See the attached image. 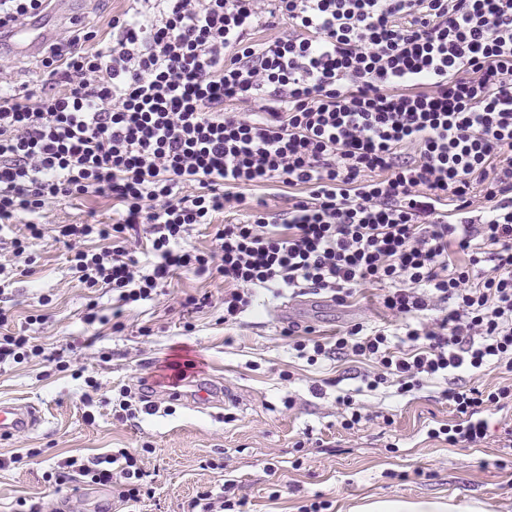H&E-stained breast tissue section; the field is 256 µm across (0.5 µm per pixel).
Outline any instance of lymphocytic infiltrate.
Listing matches in <instances>:
<instances>
[{
  "label": "lymphocytic infiltrate",
  "instance_id": "lymphocytic-infiltrate-1",
  "mask_svg": "<svg viewBox=\"0 0 512 512\" xmlns=\"http://www.w3.org/2000/svg\"><path fill=\"white\" fill-rule=\"evenodd\" d=\"M39 69L36 85L0 80V223L31 217L17 253L54 233L122 307L174 271L216 274L228 322L258 288L343 304L381 284L399 331L356 323L332 348L375 365L368 388L512 371V0H132L106 34L46 45ZM271 183L305 190L278 224L244 195ZM88 193L111 198L114 223L34 222ZM224 211L244 217L215 223ZM144 224L147 270L126 247ZM195 224L212 226L211 250L186 246ZM445 300L439 322L414 325ZM443 396L474 442L512 388ZM75 473L126 503L153 493L125 448L71 457L47 481Z\"/></svg>",
  "mask_w": 512,
  "mask_h": 512
}]
</instances>
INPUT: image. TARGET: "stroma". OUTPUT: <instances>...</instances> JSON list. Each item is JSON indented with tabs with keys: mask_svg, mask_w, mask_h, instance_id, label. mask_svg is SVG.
<instances>
[{
	"mask_svg": "<svg viewBox=\"0 0 512 512\" xmlns=\"http://www.w3.org/2000/svg\"><path fill=\"white\" fill-rule=\"evenodd\" d=\"M83 23L106 26L126 0H53L46 15L53 40L64 38L75 7ZM95 213L112 221V202L93 194L48 203L38 219L46 225L75 224ZM25 217L0 227V310L8 331L30 337L40 348L62 350L65 364L30 356L0 364V401L28 403L44 416L40 428L0 439V459L19 463L0 469V512L20 504L36 512H183L196 492L231 488L245 512H301L314 501L326 512H354L376 499L482 503L485 512H512V448L499 435L512 426V404L486 412L488 432L477 447L449 445L435 429L456 415L441 393L447 383L512 385V372L491 369L425 382L412 392L368 389L362 376L370 362L352 356L310 362L283 336L288 325L314 328L316 338L348 325L385 321L379 290L361 286L355 301L340 306L306 288H260L236 323L224 322V282L178 274L153 299L127 306L123 331L107 319L115 302L107 288L82 283L63 244L46 237L16 256L11 241L25 231ZM208 294L210 307L188 314L185 295ZM100 322L87 324L88 301ZM47 313L43 324L32 314ZM150 335H142V328ZM187 366L180 387L164 381L171 367ZM150 387V410L118 416L119 389ZM213 393L205 406L195 392ZM352 397L362 420L341 425L337 398ZM149 446L143 467L155 494L130 505L111 486L82 476L61 490L48 471L73 455L95 456L116 448ZM39 449L36 457L28 449Z\"/></svg>",
	"mask_w": 512,
	"mask_h": 512,
	"instance_id": "obj_1",
	"label": "stroma"
}]
</instances>
